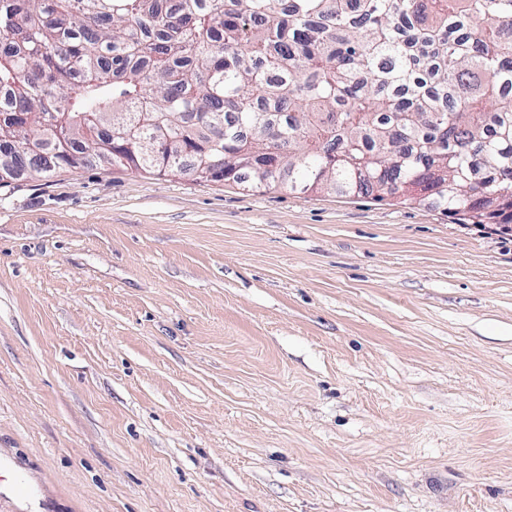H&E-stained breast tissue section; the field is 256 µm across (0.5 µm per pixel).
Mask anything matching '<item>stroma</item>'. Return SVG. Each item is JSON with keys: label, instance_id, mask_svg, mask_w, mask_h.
I'll return each instance as SVG.
<instances>
[{"label": "stroma", "instance_id": "stroma-1", "mask_svg": "<svg viewBox=\"0 0 512 512\" xmlns=\"http://www.w3.org/2000/svg\"><path fill=\"white\" fill-rule=\"evenodd\" d=\"M0 512H512V232L104 165L1 187Z\"/></svg>", "mask_w": 512, "mask_h": 512}]
</instances>
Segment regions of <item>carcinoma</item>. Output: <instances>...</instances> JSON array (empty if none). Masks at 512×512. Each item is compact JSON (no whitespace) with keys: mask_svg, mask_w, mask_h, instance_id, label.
I'll return each mask as SVG.
<instances>
[{"mask_svg":"<svg viewBox=\"0 0 512 512\" xmlns=\"http://www.w3.org/2000/svg\"><path fill=\"white\" fill-rule=\"evenodd\" d=\"M509 87L512 0H0V186L80 159L483 224Z\"/></svg>","mask_w":512,"mask_h":512,"instance_id":"carcinoma-1","label":"carcinoma"}]
</instances>
